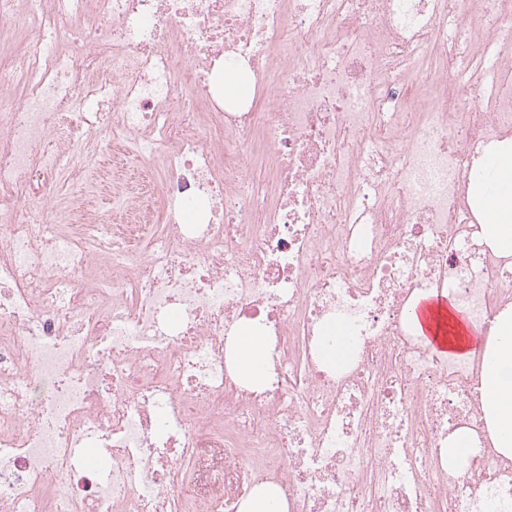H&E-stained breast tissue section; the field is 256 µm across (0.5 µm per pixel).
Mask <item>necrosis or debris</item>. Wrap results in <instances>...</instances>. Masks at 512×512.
<instances>
[{
	"instance_id": "4bbe7bcc",
	"label": "necrosis or debris",
	"mask_w": 512,
	"mask_h": 512,
	"mask_svg": "<svg viewBox=\"0 0 512 512\" xmlns=\"http://www.w3.org/2000/svg\"><path fill=\"white\" fill-rule=\"evenodd\" d=\"M0 19V512H239L262 484L291 512H512L482 358L407 320L446 291L490 336L512 306L470 192L477 147L512 148V0H0ZM109 151L160 174L135 199L106 181L125 221L87 224L63 191ZM246 326L257 385L229 357ZM233 366L240 378L255 383L262 376L267 357L265 336L244 327L232 344ZM471 439L465 433L456 434L448 444V459L455 468L464 467L471 454Z\"/></svg>"
}]
</instances>
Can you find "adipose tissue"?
I'll list each match as a JSON object with an SVG mask.
<instances>
[{
	"instance_id": "obj_1",
	"label": "adipose tissue",
	"mask_w": 512,
	"mask_h": 512,
	"mask_svg": "<svg viewBox=\"0 0 512 512\" xmlns=\"http://www.w3.org/2000/svg\"><path fill=\"white\" fill-rule=\"evenodd\" d=\"M485 202L492 215L482 226L485 242L494 251L512 254V198L493 194ZM409 322L417 330L428 328L439 347L453 357H467L475 344H482V410L494 447L512 458V311L502 312L497 335L484 339L477 337L464 310L452 300L428 305L413 300ZM232 357L239 377L257 382L266 365L265 337L243 328L232 344Z\"/></svg>"
}]
</instances>
